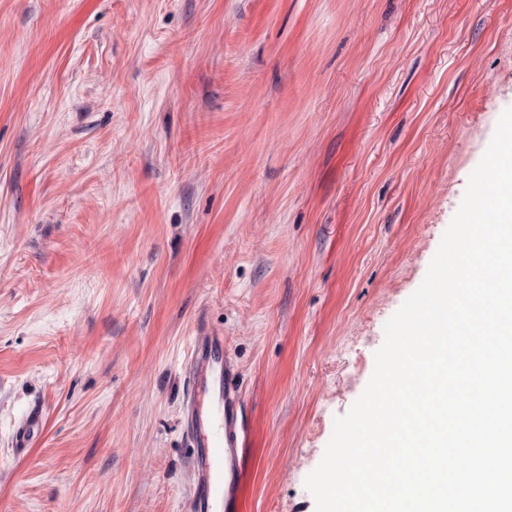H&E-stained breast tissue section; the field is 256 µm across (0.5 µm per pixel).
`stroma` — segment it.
Wrapping results in <instances>:
<instances>
[{
	"mask_svg": "<svg viewBox=\"0 0 512 512\" xmlns=\"http://www.w3.org/2000/svg\"><path fill=\"white\" fill-rule=\"evenodd\" d=\"M509 108L512 0H0V512H184L200 316L250 512H316ZM44 427L45 416L42 408L34 407L21 418L13 438L19 455L24 454L42 436Z\"/></svg>",
	"mask_w": 512,
	"mask_h": 512,
	"instance_id": "35a3bbf8",
	"label": "stroma"
}]
</instances>
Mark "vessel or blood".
Returning a JSON list of instances; mask_svg holds the SVG:
<instances>
[{
	"mask_svg": "<svg viewBox=\"0 0 512 512\" xmlns=\"http://www.w3.org/2000/svg\"><path fill=\"white\" fill-rule=\"evenodd\" d=\"M181 370L190 384L186 432L193 448L186 512H244V455L249 442L240 373L224 349L223 335L197 324ZM44 427L42 408L30 409L15 428L17 453H25L42 436Z\"/></svg>",
	"mask_w": 512,
	"mask_h": 512,
	"instance_id": "1",
	"label": "vessel or blood"
}]
</instances>
